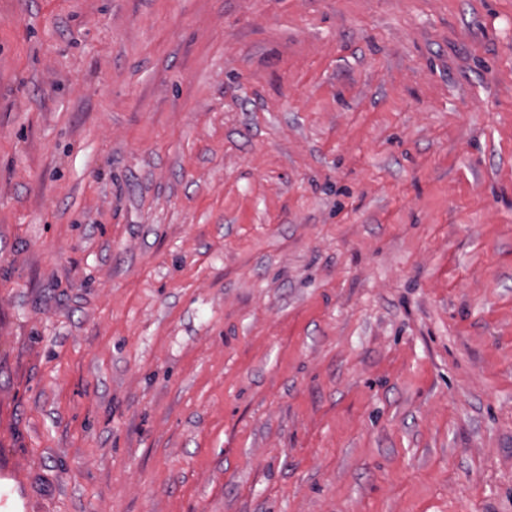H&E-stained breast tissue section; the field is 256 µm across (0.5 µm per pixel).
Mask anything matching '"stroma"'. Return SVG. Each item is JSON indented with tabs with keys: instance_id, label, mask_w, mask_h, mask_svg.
Returning a JSON list of instances; mask_svg holds the SVG:
<instances>
[{
	"instance_id": "obj_1",
	"label": "stroma",
	"mask_w": 512,
	"mask_h": 512,
	"mask_svg": "<svg viewBox=\"0 0 512 512\" xmlns=\"http://www.w3.org/2000/svg\"><path fill=\"white\" fill-rule=\"evenodd\" d=\"M0 467L512 512V0H0Z\"/></svg>"
}]
</instances>
